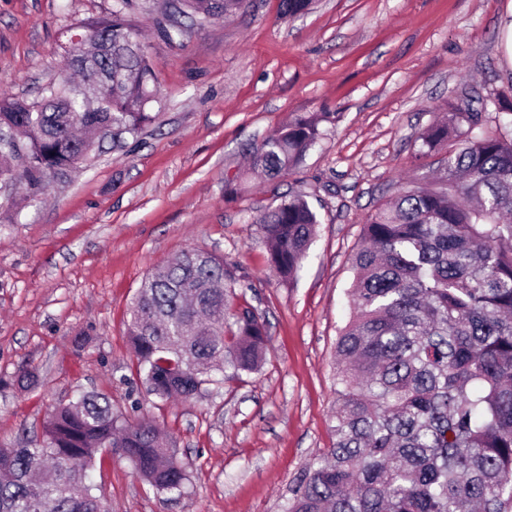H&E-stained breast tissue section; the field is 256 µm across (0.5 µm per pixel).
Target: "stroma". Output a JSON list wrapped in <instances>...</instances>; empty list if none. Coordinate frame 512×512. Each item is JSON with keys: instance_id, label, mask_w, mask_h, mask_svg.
<instances>
[{"instance_id": "35a3bbf8", "label": "stroma", "mask_w": 512, "mask_h": 512, "mask_svg": "<svg viewBox=\"0 0 512 512\" xmlns=\"http://www.w3.org/2000/svg\"><path fill=\"white\" fill-rule=\"evenodd\" d=\"M167 2L141 0L138 18L157 66L154 122L126 145L103 142L22 210L18 186L0 193V443L41 436L56 403L95 389L116 412L160 424L191 477L183 494L160 493L105 455L89 475L109 512H283L332 444L336 339L362 225L435 176V159H415L418 137L461 90L493 116L512 103V0H312L294 17L280 0H246L171 42L153 23ZM111 6L0 0V95L30 101L59 83L67 29ZM313 113L321 137L295 170H249L253 146ZM288 193L320 224L286 283L253 219ZM187 248L248 278L242 300L268 339L258 372L163 402L136 374L125 321L147 274ZM23 367L39 372L38 390L13 386Z\"/></svg>"}]
</instances>
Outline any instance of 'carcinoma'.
Listing matches in <instances>:
<instances>
[{"instance_id":"obj_1","label":"carcinoma","mask_w":512,"mask_h":512,"mask_svg":"<svg viewBox=\"0 0 512 512\" xmlns=\"http://www.w3.org/2000/svg\"><path fill=\"white\" fill-rule=\"evenodd\" d=\"M242 0H173L155 20L167 39L186 35L180 18L221 20ZM134 0L79 29L99 39L87 55L61 56L98 97L64 80L24 101L0 96V125L17 130L26 162L0 156V180L34 200L50 178L87 161L100 129L137 135L153 120L156 66L139 40ZM486 112H448L420 136L417 158L441 155L432 180L399 191L363 225L352 258L350 320L336 343L334 442L300 478L284 512H512V130L490 131ZM320 136L300 117L251 152L269 177L295 169ZM271 269L297 277L319 220L290 195L260 212ZM237 267L186 250L141 283L127 333L137 375L163 402L201 395L212 373L258 371L266 331L234 307ZM33 391L39 374L22 369ZM121 449L159 492L183 493L190 475L151 422L114 412L112 398L85 392L54 407L42 438L0 444V512H103L86 482L97 455Z\"/></svg>"}]
</instances>
